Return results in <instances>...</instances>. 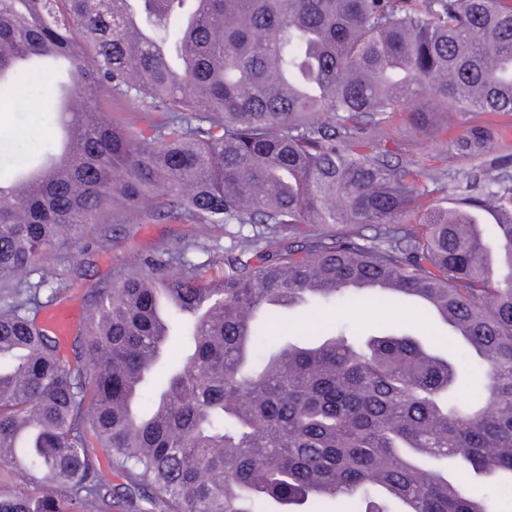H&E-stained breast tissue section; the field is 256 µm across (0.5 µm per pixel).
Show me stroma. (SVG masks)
<instances>
[{
    "label": "stroma",
    "mask_w": 512,
    "mask_h": 512,
    "mask_svg": "<svg viewBox=\"0 0 512 512\" xmlns=\"http://www.w3.org/2000/svg\"><path fill=\"white\" fill-rule=\"evenodd\" d=\"M38 91V84H20L15 102L9 108H0L1 174H9L17 165L41 156L52 139V114L29 106ZM481 119V114L476 112L436 115L441 134L427 138L415 148L413 159L430 158L432 172L441 176L429 197L430 205L454 206L473 179H486V172H473L469 166L455 162L450 156L451 133ZM106 227L111 230L112 245L101 249L97 240ZM254 231L251 224H233L224 232L211 224L146 223L136 217L130 218L128 223L116 224L107 212L102 221L86 225L81 238L64 242L48 255L47 260L54 263L64 277L81 275L84 287L90 289L118 280L135 269L145 256L161 250L177 248L194 263L208 265L223 258L231 234L250 235ZM348 322L354 330L362 332H414L421 328L423 316L415 307L377 308L365 302Z\"/></svg>",
    "instance_id": "obj_1"
}]
</instances>
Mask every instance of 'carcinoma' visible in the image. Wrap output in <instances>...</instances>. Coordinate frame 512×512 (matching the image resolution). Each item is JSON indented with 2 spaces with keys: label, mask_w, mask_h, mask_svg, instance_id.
Wrapping results in <instances>:
<instances>
[{
  "label": "carcinoma",
  "mask_w": 512,
  "mask_h": 512,
  "mask_svg": "<svg viewBox=\"0 0 512 512\" xmlns=\"http://www.w3.org/2000/svg\"><path fill=\"white\" fill-rule=\"evenodd\" d=\"M26 59L64 62L89 109L71 152L48 145L54 168L0 181V512H321L337 496L496 512L512 487V185L490 176L433 208L409 153L436 113L512 114V0H0V102L36 71ZM102 87L140 100L149 133L104 120ZM58 90L33 105L62 121ZM452 145L512 167L508 129ZM108 204L263 230L207 268L162 251L94 289L70 360L38 316L43 290L71 285L41 260ZM297 298L415 306L436 334L271 335ZM181 318L190 353L156 389ZM462 357L484 382L466 401ZM472 474L492 496L470 494Z\"/></svg>",
  "instance_id": "carcinoma-1"
}]
</instances>
